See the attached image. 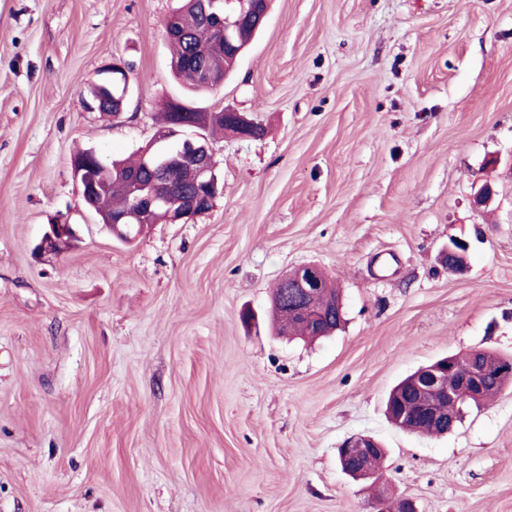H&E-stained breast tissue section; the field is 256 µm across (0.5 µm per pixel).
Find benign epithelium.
Instances as JSON below:
<instances>
[{
    "label": "benign epithelium",
    "instance_id": "obj_1",
    "mask_svg": "<svg viewBox=\"0 0 512 512\" xmlns=\"http://www.w3.org/2000/svg\"><path fill=\"white\" fill-rule=\"evenodd\" d=\"M268 12V0H226L223 11L216 10V3H211L206 13L214 22L216 28L224 34V47L231 50L235 56H240L247 48L239 37V29L244 17L264 20ZM213 113L197 116L191 123L196 128V138L183 141L182 150L178 156L180 167L188 172L189 177L206 193L208 205L222 192L216 170L206 163L211 154L208 139L202 133L205 124L211 121ZM226 123L230 131L240 138H255L260 136L257 122L232 109H224ZM93 167L87 164H72L73 176L81 188L82 198L88 210L97 209L96 194L102 193L98 185L90 182V172ZM128 189L134 198L135 212H124L110 216L104 225L114 235L130 236L134 230L140 232L144 225L137 223V216H151L153 224H185L197 215L207 212V209H188L179 205L171 198L159 197L141 187L139 178H128ZM77 236L74 225L68 221L58 220L48 225L41 242L35 252L60 254L66 251ZM284 287L291 292L294 305L292 315L305 320L310 328L321 325L322 318L327 313V307L315 305L316 297L322 294L324 273L314 265H305L293 270L282 279ZM486 365H468L461 367L455 357L448 356L429 366H426L410 379V386L421 398L430 395L439 396L444 400H480L483 383L489 374ZM381 450L380 444L369 436H356L347 441L339 451V461L342 469L357 478H369L373 472L362 464L369 457ZM374 512H417L415 503L407 498L381 497L373 503Z\"/></svg>",
    "mask_w": 512,
    "mask_h": 512
}]
</instances>
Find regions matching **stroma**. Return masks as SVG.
<instances>
[{"label":"stroma","instance_id":"obj_1","mask_svg":"<svg viewBox=\"0 0 512 512\" xmlns=\"http://www.w3.org/2000/svg\"><path fill=\"white\" fill-rule=\"evenodd\" d=\"M178 5L0 0V512H373L380 489L512 512V387L442 437L385 416L420 367L512 357V0H271L196 95L171 74ZM116 61L124 111H88ZM169 100L265 133L212 139L213 207L128 243L72 159L137 153ZM60 219L78 241L36 255ZM305 264L343 297L313 343L272 326L275 285ZM359 435L386 450L370 479L339 464Z\"/></svg>","mask_w":512,"mask_h":512}]
</instances>
